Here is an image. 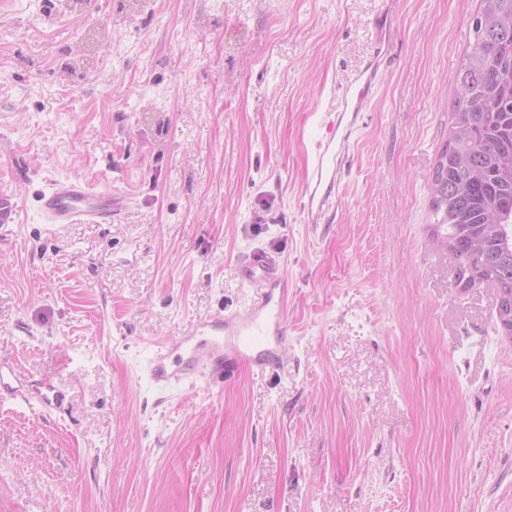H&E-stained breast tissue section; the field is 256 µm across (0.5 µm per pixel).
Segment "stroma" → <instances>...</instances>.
<instances>
[{"label": "stroma", "instance_id": "obj_1", "mask_svg": "<svg viewBox=\"0 0 512 512\" xmlns=\"http://www.w3.org/2000/svg\"><path fill=\"white\" fill-rule=\"evenodd\" d=\"M479 4L0 0V512H512V341L427 232ZM380 42L309 223L316 129ZM53 180L122 207L45 224ZM257 250L279 364L158 390V347L264 291Z\"/></svg>", "mask_w": 512, "mask_h": 512}]
</instances>
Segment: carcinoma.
<instances>
[{
	"mask_svg": "<svg viewBox=\"0 0 512 512\" xmlns=\"http://www.w3.org/2000/svg\"><path fill=\"white\" fill-rule=\"evenodd\" d=\"M473 28L432 174L429 239L452 249L468 286L493 283L512 315V0H481Z\"/></svg>",
	"mask_w": 512,
	"mask_h": 512,
	"instance_id": "carcinoma-1",
	"label": "carcinoma"
}]
</instances>
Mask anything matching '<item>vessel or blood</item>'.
Listing matches in <instances>:
<instances>
[{
  "mask_svg": "<svg viewBox=\"0 0 512 512\" xmlns=\"http://www.w3.org/2000/svg\"><path fill=\"white\" fill-rule=\"evenodd\" d=\"M384 51L375 48L340 95V114L347 124L329 123L326 136L316 138L313 170L306 184L304 209L318 221L340 179V172L358 129V119L370 100ZM43 223L108 224L118 202L111 192L80 181L57 180L39 198ZM245 280L261 278L268 291L247 311L226 318L215 316L200 322L172 349L156 350L146 367L148 379L160 389L199 382L223 384L239 365L262 369L277 357L287 335L283 295L288 282L268 259L254 256L244 267Z\"/></svg>",
  "mask_w": 512,
  "mask_h": 512,
  "instance_id": "b4317fda",
  "label": "vessel or blood"
}]
</instances>
